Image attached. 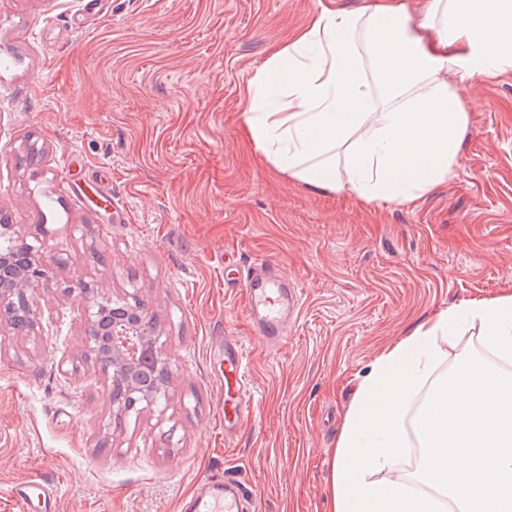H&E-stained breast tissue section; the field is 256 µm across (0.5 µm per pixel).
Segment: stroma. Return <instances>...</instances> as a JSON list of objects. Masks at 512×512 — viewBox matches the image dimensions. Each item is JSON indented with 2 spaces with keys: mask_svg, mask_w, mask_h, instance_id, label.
<instances>
[{
  "mask_svg": "<svg viewBox=\"0 0 512 512\" xmlns=\"http://www.w3.org/2000/svg\"><path fill=\"white\" fill-rule=\"evenodd\" d=\"M321 2L102 0L97 19L86 0H0V211L48 259L37 329L0 325V512H25L12 488L31 479L56 486L58 512H182L209 476L257 512H327L328 451L379 351L512 282V68L462 86L455 173L407 205L306 187L255 151L248 81ZM228 252L301 287L281 346L248 328ZM91 279L138 295L169 359L165 398L120 423L83 355ZM215 336L239 339L255 395L230 442Z\"/></svg>",
  "mask_w": 512,
  "mask_h": 512,
  "instance_id": "35a3bbf8",
  "label": "stroma"
}]
</instances>
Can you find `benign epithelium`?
Here are the masks:
<instances>
[{
  "mask_svg": "<svg viewBox=\"0 0 512 512\" xmlns=\"http://www.w3.org/2000/svg\"><path fill=\"white\" fill-rule=\"evenodd\" d=\"M13 227L0 225V267L14 266L12 245ZM29 268L19 269L13 279L0 283V317L13 322L17 301L32 319L35 316L36 293L46 277L47 263L44 250L26 245ZM87 313L89 333L85 356L98 365L112 389V411L119 417L129 414L133 407L129 398L139 394V402L149 408L157 405L164 389L155 385L145 387L142 380L149 369H168V358L156 327L133 315L130 307L138 301L104 295L89 285L78 289Z\"/></svg>",
  "mask_w": 512,
  "mask_h": 512,
  "instance_id": "obj_1",
  "label": "benign epithelium"
}]
</instances>
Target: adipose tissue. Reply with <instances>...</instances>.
<instances>
[{
  "label": "adipose tissue",
  "instance_id": "obj_1",
  "mask_svg": "<svg viewBox=\"0 0 512 512\" xmlns=\"http://www.w3.org/2000/svg\"><path fill=\"white\" fill-rule=\"evenodd\" d=\"M512 67V0L324 5L275 46L242 101L255 149L289 178L363 202L447 182L470 112L459 85ZM480 350H459L470 329ZM418 446L414 471L394 473ZM329 512H512V283L439 310L357 384L327 476Z\"/></svg>",
  "mask_w": 512,
  "mask_h": 512
}]
</instances>
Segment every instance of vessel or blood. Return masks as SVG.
<instances>
[{"label":"vessel or blood","instance_id":"obj_1","mask_svg":"<svg viewBox=\"0 0 512 512\" xmlns=\"http://www.w3.org/2000/svg\"><path fill=\"white\" fill-rule=\"evenodd\" d=\"M235 283L241 284L246 296L245 311L249 324L268 343L282 342L288 333V321L297 315L301 300L298 287L288 285L278 270L258 263L237 271ZM224 367L215 375L221 396L220 423L225 439H232L252 412L248 392L247 360L237 340L224 337ZM215 490L193 496L189 512H249L252 498L242 488L221 490V478L210 480ZM25 512H56L54 491L43 481L18 483L13 491Z\"/></svg>","mask_w":512,"mask_h":512}]
</instances>
